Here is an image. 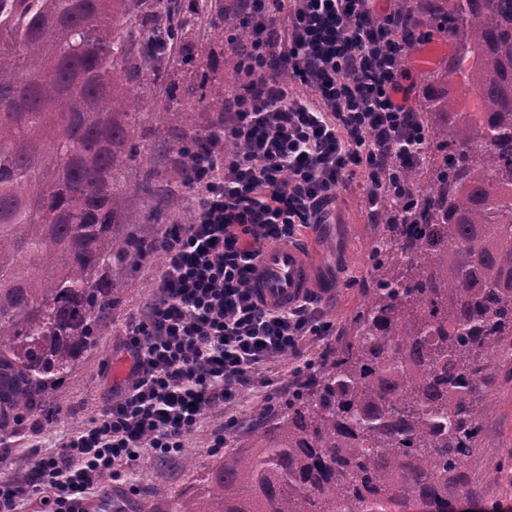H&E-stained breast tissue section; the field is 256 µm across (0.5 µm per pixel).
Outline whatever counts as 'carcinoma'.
<instances>
[{"mask_svg": "<svg viewBox=\"0 0 512 512\" xmlns=\"http://www.w3.org/2000/svg\"><path fill=\"white\" fill-rule=\"evenodd\" d=\"M143 0H19L0 11V445L58 413V386L100 341L142 241L129 193L178 214L182 196L134 183L137 130L176 131L178 154L214 128L224 85L149 110L133 81L161 65ZM420 35L452 43L424 77L425 142L396 165L369 250L374 286L354 336L311 364L257 439L217 460L168 512H448L471 499L468 460L491 406V357L512 358V0H413ZM237 47L251 19L219 13Z\"/></svg>", "mask_w": 512, "mask_h": 512, "instance_id": "cac0c4a2", "label": "carcinoma"}]
</instances>
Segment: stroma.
Wrapping results in <instances>:
<instances>
[{
    "label": "stroma",
    "mask_w": 512,
    "mask_h": 512,
    "mask_svg": "<svg viewBox=\"0 0 512 512\" xmlns=\"http://www.w3.org/2000/svg\"><path fill=\"white\" fill-rule=\"evenodd\" d=\"M235 0H178L174 23L183 25L185 34L168 57L161 73L150 71L140 75L136 88L146 104H154L166 94L174 92L184 98L198 96L201 74L223 83L226 97H233L244 77L237 68V55L231 48V31L217 29L219 6H232ZM180 116H171L164 130L141 128L144 140L153 143L165 140L169 147L140 157L134 166L133 180L153 175L155 184L173 189L179 186L181 158L174 144ZM366 185L363 177L341 185L336 190V221L342 224V242L322 240L319 243L320 262L336 266L339 287L334 298L319 304L323 321L332 327L325 339H307L299 352L283 355L278 361L280 376L275 392L265 393L258 388L244 391L239 402L208 412L198 430L187 440L186 447L193 457V467L183 461L158 463L142 459L131 466L125 481L115 482L103 477L90 500V512H149L157 506L156 488L169 494L195 490L199 474L207 472L215 460L232 452L239 435L254 434L261 422L259 413L280 411L288 394L300 384L301 368L320 359L336 345L352 336V318L361 307L371 286L367 270V255L373 229L378 221L366 204ZM164 263V256L154 252L137 257L126 271L121 306L101 329L97 349L85 355L77 368L57 391L55 399L62 405L58 418L45 426L50 440H57L63 432L77 430L87 424L99 411L106 388L123 379L128 369L124 350V330L128 321L137 317L153 299V284ZM490 373L496 382L495 395L486 416L481 443L469 461L473 487L481 495L484 505L496 504L504 512H512V476L491 480L486 475L487 463L504 449L512 448V366L491 361ZM224 435V445L212 447L213 433Z\"/></svg>",
    "instance_id": "stroma-1"
}]
</instances>
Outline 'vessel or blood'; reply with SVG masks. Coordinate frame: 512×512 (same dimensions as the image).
<instances>
[{
  "label": "vessel or blood",
  "instance_id": "obj_1",
  "mask_svg": "<svg viewBox=\"0 0 512 512\" xmlns=\"http://www.w3.org/2000/svg\"><path fill=\"white\" fill-rule=\"evenodd\" d=\"M444 41L434 40L409 57L411 68L425 71L437 67L446 56ZM256 299L269 308L286 309L310 295L330 299L338 280L334 270L321 266L306 245L274 244L265 248L251 276Z\"/></svg>",
  "mask_w": 512,
  "mask_h": 512
}]
</instances>
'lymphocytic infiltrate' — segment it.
Masks as SVG:
<instances>
[{"mask_svg": "<svg viewBox=\"0 0 512 512\" xmlns=\"http://www.w3.org/2000/svg\"><path fill=\"white\" fill-rule=\"evenodd\" d=\"M253 22L239 58L244 94L220 121L221 137L190 153L183 197L192 219L154 240L165 255L155 298L125 329L130 362L98 415L42 450V427L25 474L0 479V512L37 497L49 512H88L104 476L125 465L178 457L203 415L234 403L269 370L330 325L312 302L259 303L249 283L264 244L296 241L325 223L336 189L366 179L377 207L380 175L416 160L413 85L405 22L377 0H240ZM287 12L286 29L278 15ZM233 151H225V143Z\"/></svg>", "mask_w": 512, "mask_h": 512, "instance_id": "1", "label": "lymphocytic infiltrate"}]
</instances>
